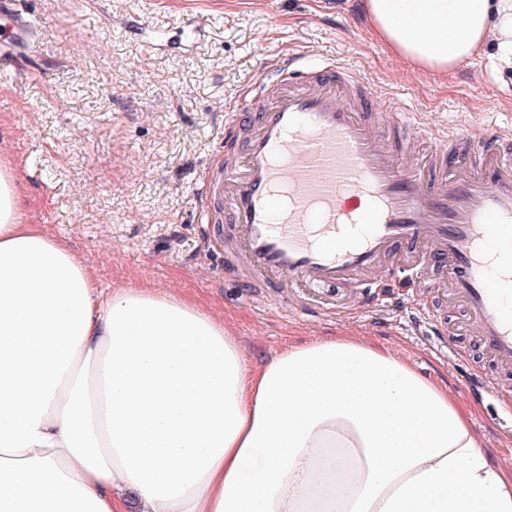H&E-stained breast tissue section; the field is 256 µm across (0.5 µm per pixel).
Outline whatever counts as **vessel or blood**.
<instances>
[{
    "label": "vessel or blood",
    "mask_w": 512,
    "mask_h": 512,
    "mask_svg": "<svg viewBox=\"0 0 512 512\" xmlns=\"http://www.w3.org/2000/svg\"><path fill=\"white\" fill-rule=\"evenodd\" d=\"M0 14L10 72L28 22L12 0ZM273 94L228 120L241 139L204 178L201 221L232 238L224 273L299 289L305 305L373 306L374 275L403 252L418 274L424 253L445 266L442 290L466 309L490 360L512 370V133L459 127L433 153L428 175L399 162L420 140L409 108L387 104L343 64L283 60Z\"/></svg>",
    "instance_id": "1"
}]
</instances>
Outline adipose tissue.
<instances>
[{
    "mask_svg": "<svg viewBox=\"0 0 512 512\" xmlns=\"http://www.w3.org/2000/svg\"><path fill=\"white\" fill-rule=\"evenodd\" d=\"M365 9L412 70L512 74V0ZM0 512H512V482L400 354L317 339L252 371L196 303L96 290L0 165Z\"/></svg>",
    "mask_w": 512,
    "mask_h": 512,
    "instance_id": "adipose-tissue-1",
    "label": "adipose tissue"
}]
</instances>
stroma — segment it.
Masks as SVG:
<instances>
[{
	"instance_id": "stroma-1",
	"label": "stroma",
	"mask_w": 512,
	"mask_h": 512,
	"mask_svg": "<svg viewBox=\"0 0 512 512\" xmlns=\"http://www.w3.org/2000/svg\"><path fill=\"white\" fill-rule=\"evenodd\" d=\"M363 2L22 0L35 49H19L17 73L0 77V161L18 176L24 223L71 248L97 287L168 289L203 306L254 371L320 338L399 352L447 388L512 480V392L472 394L467 378L487 364L472 333L436 351L419 308L433 293L392 272L374 311L349 304L288 318L287 289L225 281L224 251L200 222L195 194L223 159L226 114L297 52L345 64L415 112L424 141L407 158L413 170L456 127L512 126L511 74L495 79L484 59L449 79L412 72L371 35Z\"/></svg>"
}]
</instances>
